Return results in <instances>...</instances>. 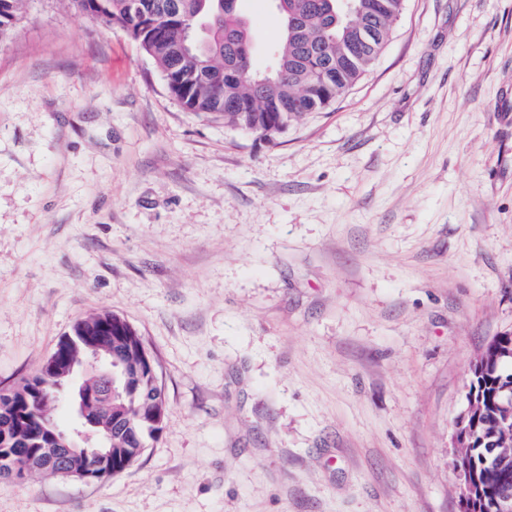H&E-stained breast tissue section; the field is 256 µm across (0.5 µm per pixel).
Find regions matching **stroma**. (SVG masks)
Here are the masks:
<instances>
[{"label":"stroma","mask_w":512,"mask_h":512,"mask_svg":"<svg viewBox=\"0 0 512 512\" xmlns=\"http://www.w3.org/2000/svg\"><path fill=\"white\" fill-rule=\"evenodd\" d=\"M244 12L267 67L278 17ZM103 310L157 362L158 441L103 483L0 478V512H460L466 375L512 333V0H405L269 142L28 0L0 40V391Z\"/></svg>","instance_id":"1"}]
</instances>
